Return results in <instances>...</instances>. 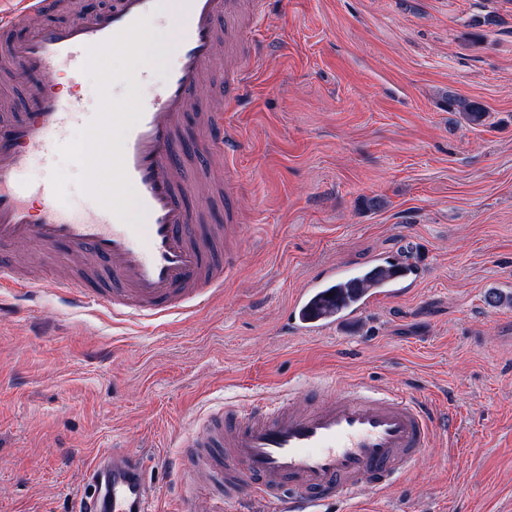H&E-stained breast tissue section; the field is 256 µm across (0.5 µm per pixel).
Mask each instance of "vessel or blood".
<instances>
[{"label": "vessel or blood", "instance_id": "obj_1", "mask_svg": "<svg viewBox=\"0 0 512 512\" xmlns=\"http://www.w3.org/2000/svg\"><path fill=\"white\" fill-rule=\"evenodd\" d=\"M265 0H114L111 9L70 22L44 23L58 0H10L0 10V49L14 65L12 80L25 89L31 110L23 118L0 113V246L34 242L84 258L79 272L50 280L19 277L0 262V290L19 288L33 299L52 288L70 307L97 304L116 318H161L221 293L237 268L240 191L233 158L240 140L225 109L245 95L247 67ZM174 29V57L155 95L128 109L113 99L108 112L87 111L83 99L50 79L70 77L114 51H141L147 19ZM21 25L32 28L12 39ZM224 74L215 86L221 107L200 112L197 95L216 56ZM194 114L197 162L224 158V184L202 182L208 198L224 200V221L213 224L206 208L190 210V186L175 147L187 114ZM83 123L92 145L109 158L112 184L81 214L60 200V184L47 172L36 184L23 179L30 158L52 164L67 149L71 125ZM118 134L107 137L108 129ZM381 274L366 267H328L292 298L291 331L314 336L358 322L381 297L406 295L419 271L396 256L380 260ZM452 416L428 400L399 389L354 383L329 401L297 405L294 398L227 404L204 414L183 442L187 464L178 469L191 488L196 469L224 486L212 512L250 492L271 512H325L336 499L362 490L385 492L412 470L437 430H451ZM78 512H150V483L140 456L112 450L85 465Z\"/></svg>", "mask_w": 512, "mask_h": 512}]
</instances>
